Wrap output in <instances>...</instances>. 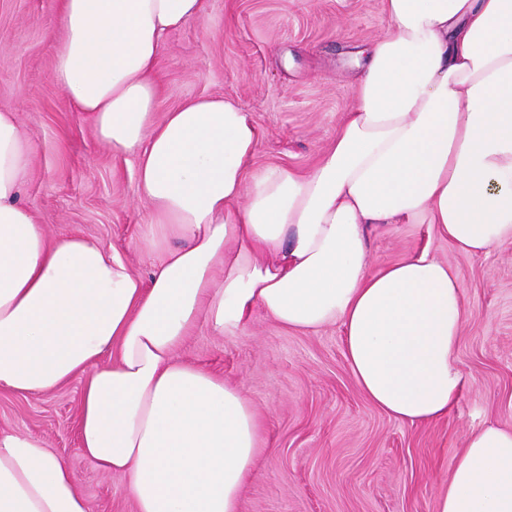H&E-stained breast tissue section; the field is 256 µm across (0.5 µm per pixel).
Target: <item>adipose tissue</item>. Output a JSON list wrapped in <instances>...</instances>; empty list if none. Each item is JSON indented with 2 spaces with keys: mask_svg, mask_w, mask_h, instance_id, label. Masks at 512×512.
<instances>
[{
  "mask_svg": "<svg viewBox=\"0 0 512 512\" xmlns=\"http://www.w3.org/2000/svg\"><path fill=\"white\" fill-rule=\"evenodd\" d=\"M353 102L309 169L251 170L260 133L234 100L157 116L162 36L204 0H61L55 79L113 153L137 161L162 257L149 278L80 234L48 237L21 201L33 148L0 110V389L81 383V450L127 476L135 512H238L263 449L241 389L179 361L200 322L255 312L295 331L340 324L362 396L414 425L447 416L459 279L421 251L373 269L368 228L429 224L460 250L512 241V0H384ZM0 512H89L43 440L0 432ZM437 512H512V430L472 431Z\"/></svg>",
  "mask_w": 512,
  "mask_h": 512,
  "instance_id": "ef3b65f1",
  "label": "adipose tissue"
}]
</instances>
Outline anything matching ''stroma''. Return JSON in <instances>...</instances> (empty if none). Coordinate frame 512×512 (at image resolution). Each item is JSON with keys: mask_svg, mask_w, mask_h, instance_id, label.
<instances>
[{"mask_svg": "<svg viewBox=\"0 0 512 512\" xmlns=\"http://www.w3.org/2000/svg\"><path fill=\"white\" fill-rule=\"evenodd\" d=\"M60 0H0V109L35 148L23 202L54 238L81 234L149 277L136 160L96 137L54 76ZM388 29L383 0H205L202 20L164 35L159 112L222 95L251 115L255 167L310 168L335 138L359 69L355 54ZM374 268L420 250L448 261L466 316L457 367L467 385L448 416L410 425L375 409L345 360L343 331L303 334L256 314L242 333L199 324L179 360L239 385L260 412L258 455L240 512H436L453 459L488 423L512 427V242L461 252L428 224L370 231ZM80 384L42 395L0 390V431L43 439L66 460L90 512H134L127 478L102 472L79 446Z\"/></svg>", "mask_w": 512, "mask_h": 512, "instance_id": "obj_1", "label": "stroma"}]
</instances>
